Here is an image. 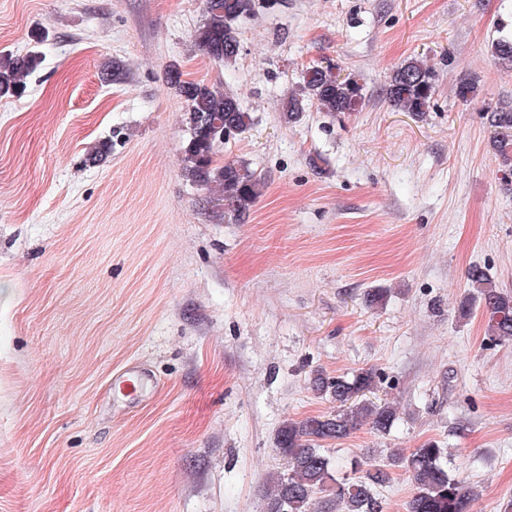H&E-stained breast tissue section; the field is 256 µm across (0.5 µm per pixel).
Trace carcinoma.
Masks as SVG:
<instances>
[{"instance_id":"1","label":"carcinoma","mask_w":512,"mask_h":512,"mask_svg":"<svg viewBox=\"0 0 512 512\" xmlns=\"http://www.w3.org/2000/svg\"><path fill=\"white\" fill-rule=\"evenodd\" d=\"M206 19L196 31L195 45L208 57L231 62L240 52L239 24L254 15V0H206ZM492 56L512 63V39L491 44ZM40 63L36 52L26 57L0 54V98L19 95L27 77ZM334 64L306 69L302 80L289 90L282 120L295 123L309 106L323 112H354L364 100V86L357 79L341 76ZM167 82L188 102L185 112L186 139L180 151L184 171L192 180L217 190L224 214L240 222L260 197L264 178L243 161L217 165L214 155L223 136L241 132L251 124L237 98L214 86L182 80L175 65ZM436 92V75L423 60L410 58L392 69L386 85L391 105L418 119L427 116ZM487 120L497 135L492 149L503 166L512 167V109H495ZM471 300L462 302L460 313L467 317L471 301L489 314L488 333L499 342L512 341V293L500 289L480 266L467 272ZM376 371L359 369L351 374L330 376L320 371L311 377V387L336 404L329 415L310 416L285 423L277 435V451L285 461L284 472L272 478L267 512H315L320 499L328 497L342 506V512H382L374 489L388 482V467H403L409 473L413 493L406 512H470L471 498L448 471L447 455L435 442H428L409 454L393 453L387 462L370 463L351 481H339L334 472L339 462L324 447L347 438L366 423L385 434L398 418L392 403H377L367 397L376 386Z\"/></svg>"}]
</instances>
